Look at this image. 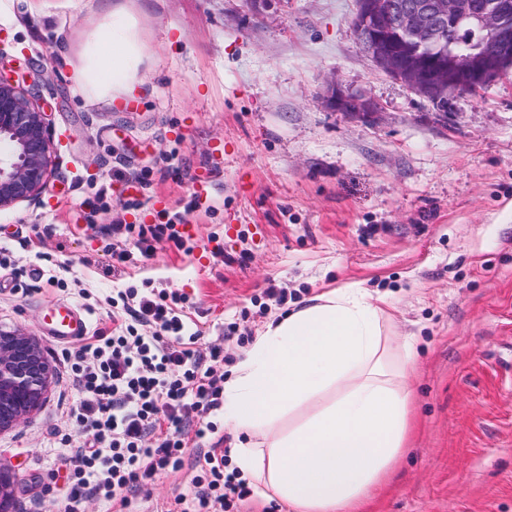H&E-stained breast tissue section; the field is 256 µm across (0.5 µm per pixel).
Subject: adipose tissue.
Here are the masks:
<instances>
[{
    "label": "adipose tissue",
    "instance_id": "obj_1",
    "mask_svg": "<svg viewBox=\"0 0 512 512\" xmlns=\"http://www.w3.org/2000/svg\"><path fill=\"white\" fill-rule=\"evenodd\" d=\"M134 26L96 35L88 84L119 96L137 85ZM411 351L382 300L336 288L272 318L224 382L222 419L245 433L235 464L293 512H356L406 445Z\"/></svg>",
    "mask_w": 512,
    "mask_h": 512
}]
</instances>
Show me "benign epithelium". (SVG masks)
Instances as JSON below:
<instances>
[{"mask_svg": "<svg viewBox=\"0 0 512 512\" xmlns=\"http://www.w3.org/2000/svg\"><path fill=\"white\" fill-rule=\"evenodd\" d=\"M464 20L490 34V45L449 53L430 44L468 42ZM355 32L382 72L415 93L440 102L452 89L485 86L512 69V0H358ZM327 104L368 116L378 108L361 93L331 84ZM47 112L19 83L0 71V209L35 204L52 172ZM55 373L37 337L0 328V434L20 425L42 405ZM15 477L0 467V512H11Z\"/></svg>", "mask_w": 512, "mask_h": 512, "instance_id": "obj_1", "label": "benign epithelium"}]
</instances>
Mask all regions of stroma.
Listing matches in <instances>:
<instances>
[{
  "instance_id": "obj_1",
  "label": "stroma",
  "mask_w": 512,
  "mask_h": 512,
  "mask_svg": "<svg viewBox=\"0 0 512 512\" xmlns=\"http://www.w3.org/2000/svg\"><path fill=\"white\" fill-rule=\"evenodd\" d=\"M356 2L0 0V51L56 147L41 203L0 210V326L53 358L55 305L104 327L113 292L173 290L229 376L273 315L358 285L417 353L407 450L363 512H512V75L439 110L376 69ZM127 20L140 85L116 101L82 73L92 36ZM331 82L377 114L328 107ZM181 211L184 248L113 260L114 226ZM71 396L57 379L0 434L13 512H58L48 444Z\"/></svg>"
}]
</instances>
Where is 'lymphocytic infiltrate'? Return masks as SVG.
Segmentation results:
<instances>
[{
	"label": "lymphocytic infiltrate",
	"mask_w": 512,
	"mask_h": 512,
	"mask_svg": "<svg viewBox=\"0 0 512 512\" xmlns=\"http://www.w3.org/2000/svg\"><path fill=\"white\" fill-rule=\"evenodd\" d=\"M112 307V325L63 353V374L77 399L62 412L69 431L56 444L73 461L63 512H84L88 497L112 512H131V492L145 479L181 471L189 442L200 449L192 495L166 512H236L252 488L230 468L226 449L206 447L212 414L224 401L222 347L201 352L186 331L187 299L175 291L129 288ZM79 439H72L71 430Z\"/></svg>",
	"instance_id": "lymphocytic-infiltrate-1"
}]
</instances>
